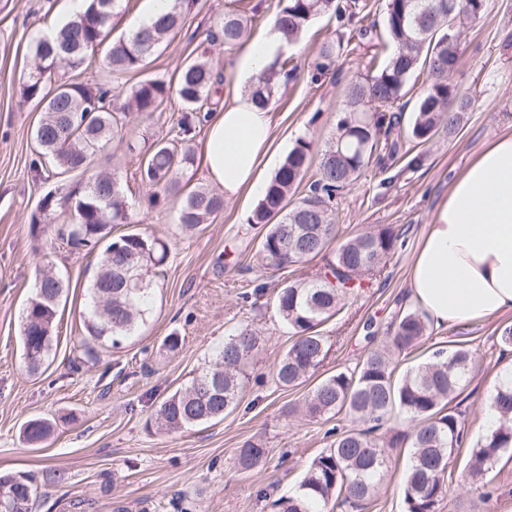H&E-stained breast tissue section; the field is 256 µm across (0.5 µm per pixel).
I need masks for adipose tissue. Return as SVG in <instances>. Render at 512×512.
Returning <instances> with one entry per match:
<instances>
[{
    "label": "adipose tissue",
    "mask_w": 512,
    "mask_h": 512,
    "mask_svg": "<svg viewBox=\"0 0 512 512\" xmlns=\"http://www.w3.org/2000/svg\"><path fill=\"white\" fill-rule=\"evenodd\" d=\"M287 45L275 31L244 40L233 72L247 83L272 70ZM274 146L273 115L236 94L203 132L202 168L225 198L263 195L262 159ZM412 300L437 326L512 310V133L484 148L453 182L414 253Z\"/></svg>",
    "instance_id": "1"
}]
</instances>
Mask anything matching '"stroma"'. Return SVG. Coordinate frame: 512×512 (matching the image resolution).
I'll return each instance as SVG.
<instances>
[{"mask_svg":"<svg viewBox=\"0 0 512 512\" xmlns=\"http://www.w3.org/2000/svg\"><path fill=\"white\" fill-rule=\"evenodd\" d=\"M234 4L257 8L251 36L270 29L277 0H197L178 34L163 42L145 67L111 79L112 105L127 112L125 130L96 156L94 166L117 174L133 219L114 225L112 233L156 235L168 241L170 256L155 277L146 324L121 348L101 347L89 358L83 312L98 256L71 251L57 236V226L71 221L65 211L54 212L39 228L31 226L44 195L65 193L85 177L35 176L31 131L40 111L21 101L37 33L67 17L66 0H0V473L32 476L34 512H273L272 501L294 492L311 461L330 447L334 426L349 424L345 418L308 420L290 414L312 382L284 389L271 377L291 342L271 297L295 274L289 268L265 269L258 259V230L248 222L257 197L244 193L225 200L223 212L209 224L185 234L176 222L181 197L149 206L152 189L140 180V149L175 136L183 105L172 92L155 112H139L128 105L131 91L147 78L173 79L185 62L206 57L223 76L214 100L228 101L235 85L234 53L210 41L207 31ZM329 37L341 41L338 58L329 71L313 76L320 46ZM457 44L452 83L472 99L457 131L437 134L425 146L420 166L408 165L402 156L385 171L369 165L337 199L339 237L391 224L403 245L365 276L363 288L347 295L341 312L322 325L332 348L320 376L353 370L369 351L367 328L386 335L398 312L413 308L408 267L438 205L486 145L512 132V0H486L484 12ZM372 54V41L340 25L334 15L311 22L290 50L284 82L270 102L279 150L267 160L264 176H272L299 141L309 142L312 156H320L345 115L347 85L368 75ZM47 265L68 281L69 293L57 316L51 354L32 372L22 356L21 325L33 285ZM257 287L264 290L258 302L243 301V293ZM246 323L259 330L263 342L239 407L223 420L188 431L161 430L156 422L160 403L213 362L225 336ZM505 325H512V311L430 328L401 363L407 369L436 349L456 345L474 353L473 369L452 402L462 414L465 444L451 458L437 512H512V458L500 459L492 497H483L479 485L461 482L468 455L487 429L491 385L512 367V348L498 340ZM173 333L181 340L174 351L165 345ZM31 419L53 426L37 445L20 435ZM251 438L265 443L270 461L262 470L243 473L237 455ZM408 464V448H392L364 512H403ZM58 473L64 481H55Z\"/></svg>","mask_w":512,"mask_h":512,"instance_id":"1","label":"stroma"}]
</instances>
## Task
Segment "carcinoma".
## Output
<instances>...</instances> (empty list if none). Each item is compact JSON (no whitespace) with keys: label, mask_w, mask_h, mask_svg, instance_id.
<instances>
[{"label":"carcinoma","mask_w":512,"mask_h":512,"mask_svg":"<svg viewBox=\"0 0 512 512\" xmlns=\"http://www.w3.org/2000/svg\"><path fill=\"white\" fill-rule=\"evenodd\" d=\"M122 0H87L84 10L66 24L39 38L33 46L34 65L23 85L21 98L41 107L43 116L34 129L37 165L51 167L59 175L74 170L87 175L82 187L69 191L62 202L48 194L40 202L33 222L47 218L57 205L67 208L73 222L58 229V235L76 249L100 248L99 272L89 292L92 306L84 322L87 336L100 345L117 346L147 320L154 290L155 269L169 254L166 241L139 233L112 237V225L131 223L130 206L115 175L93 170L95 156L124 127L126 113L116 112L108 91L75 80L55 79L62 67L78 68L104 43H109L104 62L113 74L143 66L161 42L176 34L184 14L196 0H172L171 10L149 26L127 36L110 39L111 19ZM485 0H466L448 14V0H387L382 31L360 26V35L375 38L381 46H393L383 65L370 60L372 74L346 88L350 112L338 125V134L321 154L317 178L307 194L294 199L296 189L312 162L310 144L298 143L272 177L264 197L253 211L251 223L262 234L258 253L266 266L285 269L322 255L336 238L333 208L336 196L358 178L371 162L384 168L399 153L391 132L401 124L402 114L386 107L407 93L416 72L426 73V89L418 98L406 131L407 138L424 144L437 132L453 133L468 110L471 98L451 84L457 68V52L448 50V33L461 29L483 12ZM332 13L338 22L350 25L359 13L336 0H278L273 29L289 44L297 43L309 23ZM257 11L232 9L216 23V37L231 50L253 26ZM336 42H323L316 74L335 62ZM223 77L207 60L195 59L180 71L177 93L184 105L178 121L176 146L161 138L152 143L140 165V179L149 187L177 193L179 175L193 167L196 155L190 145L196 126L204 119V105ZM274 74L259 78L252 95L267 104L277 93ZM168 93L159 79H145L131 92L139 112H153ZM224 210V195L206 187L191 190L184 198L178 222L185 232H194ZM400 235L391 225L342 241L334 256L310 277L283 283L274 295L280 319L291 330V342L272 370L279 387L298 386L311 377L327 359L331 344L321 325L338 315L345 296L364 287L363 277L377 270L399 246ZM135 256V283L126 281V257ZM63 277L44 270L35 283L22 325V349L27 367L38 370L49 356L58 307L65 294ZM426 315L417 310L401 312L392 335L372 348L352 371L323 378L302 405L303 415L329 419L343 414L352 426L335 429L332 446L315 457L295 492L279 498L278 512H326L328 508L365 507L375 494L387 467L388 454L374 433L394 411L409 423L405 435L410 453L404 485V512H436L445 489L448 466L455 449L463 443L460 414L449 404L468 378L474 361L470 349L458 346L437 349L430 359L398 373L399 358L424 339ZM262 338L250 325L237 327L224 340V347L208 369L193 376L188 385L170 394L157 410V423L180 431L224 419L240 404L247 367L259 351ZM489 410L497 425L487 430L472 449L462 473L467 484L488 487L501 457L512 450V387H498ZM51 424L43 419L25 423L22 435L28 443L44 441ZM269 450L261 441L248 440L238 454L241 469L263 468ZM9 485L0 497V512H32L36 489L21 472L0 474Z\"/></svg>","instance_id":"carcinoma-1"}]
</instances>
